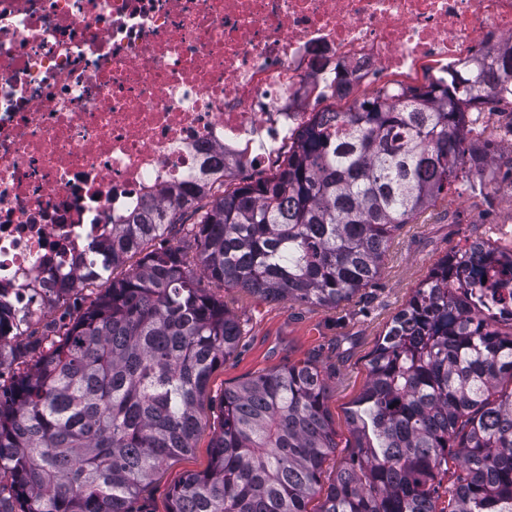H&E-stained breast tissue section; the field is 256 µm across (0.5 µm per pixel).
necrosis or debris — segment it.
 <instances>
[{
	"label": "necrosis or debris",
	"instance_id": "necrosis-or-debris-1",
	"mask_svg": "<svg viewBox=\"0 0 512 512\" xmlns=\"http://www.w3.org/2000/svg\"><path fill=\"white\" fill-rule=\"evenodd\" d=\"M512 0H0V302L36 312L112 227L327 101L492 64Z\"/></svg>",
	"mask_w": 512,
	"mask_h": 512
}]
</instances>
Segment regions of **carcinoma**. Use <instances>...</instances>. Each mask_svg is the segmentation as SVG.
Instances as JSON below:
<instances>
[{"instance_id": "carcinoma-1", "label": "carcinoma", "mask_w": 512, "mask_h": 512, "mask_svg": "<svg viewBox=\"0 0 512 512\" xmlns=\"http://www.w3.org/2000/svg\"><path fill=\"white\" fill-rule=\"evenodd\" d=\"M405 97L312 124L268 177L170 191L112 231L63 299L41 300V328L16 324L24 340L0 341V512H136L196 448L211 375L249 332L211 288L334 309L459 174L488 200L494 140L470 137L461 104L512 116V87L478 72ZM452 281L512 306V252L474 241L429 269L370 354L354 446L328 484L327 375L290 363L224 388L209 467L173 485L167 512H309L316 496V512H512V309L488 321Z\"/></svg>"}]
</instances>
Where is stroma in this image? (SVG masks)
Segmentation results:
<instances>
[{
    "instance_id": "1",
    "label": "stroma",
    "mask_w": 512,
    "mask_h": 512,
    "mask_svg": "<svg viewBox=\"0 0 512 512\" xmlns=\"http://www.w3.org/2000/svg\"><path fill=\"white\" fill-rule=\"evenodd\" d=\"M488 191L491 200L482 203L464 185L455 184L447 204L405 225L394 239L379 279L366 288L360 310L349 313L342 307L254 303L225 293L230 306L249 317L250 331L210 379L203 411L205 428L193 452L169 461L159 472L137 501L139 512H167L170 487L186 473L207 469L225 387L287 363L311 360L330 374L328 408L337 450L324 469L332 471L353 444L346 417L366 381L369 355L412 288L439 258L466 243L483 240L501 251L512 250V238L501 232L502 226L512 227V183L495 179Z\"/></svg>"
}]
</instances>
